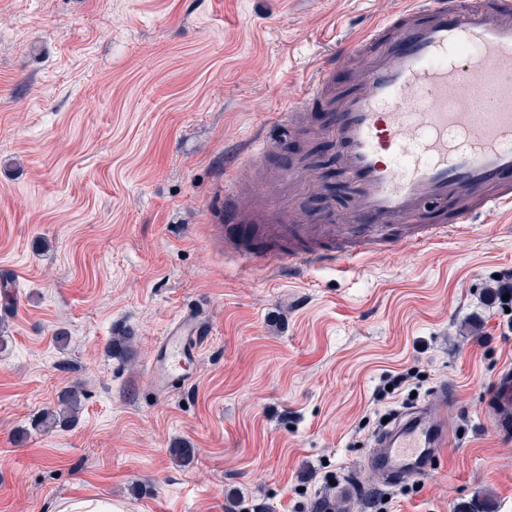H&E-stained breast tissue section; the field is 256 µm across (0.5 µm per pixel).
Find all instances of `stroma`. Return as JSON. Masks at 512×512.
I'll list each match as a JSON object with an SVG mask.
<instances>
[{
	"label": "stroma",
	"mask_w": 512,
	"mask_h": 512,
	"mask_svg": "<svg viewBox=\"0 0 512 512\" xmlns=\"http://www.w3.org/2000/svg\"><path fill=\"white\" fill-rule=\"evenodd\" d=\"M401 0H0V512L74 499L119 512H457L474 494L512 512V438L481 412L512 367V221L358 274L288 272L224 246L265 224L341 221L329 115L366 67L338 65L296 121L319 64ZM269 149L249 163L252 137ZM236 165L246 226L224 220ZM208 330L194 377L157 395L154 344L181 312ZM133 333L131 358L107 351ZM407 382L384 391L388 378ZM451 385L456 443L410 485L364 456L382 420ZM77 423L30 422L66 388ZM195 448L175 462L171 446ZM357 485L356 503L336 486Z\"/></svg>",
	"instance_id": "stroma-1"
}]
</instances>
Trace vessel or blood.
Listing matches in <instances>:
<instances>
[{
    "label": "vessel or blood",
    "mask_w": 512,
    "mask_h": 512,
    "mask_svg": "<svg viewBox=\"0 0 512 512\" xmlns=\"http://www.w3.org/2000/svg\"><path fill=\"white\" fill-rule=\"evenodd\" d=\"M349 54L372 57L330 126L354 205L341 224L281 214L267 228L284 246L278 262L351 268L365 249L420 250L512 208V0H418L358 36ZM451 198V224L424 222L425 209ZM203 331L187 311L160 337L149 366L157 394L189 380ZM454 399L441 388L378 438L366 461L382 485L416 481L453 446ZM485 405L494 430L512 436V367Z\"/></svg>",
    "instance_id": "1"
}]
</instances>
